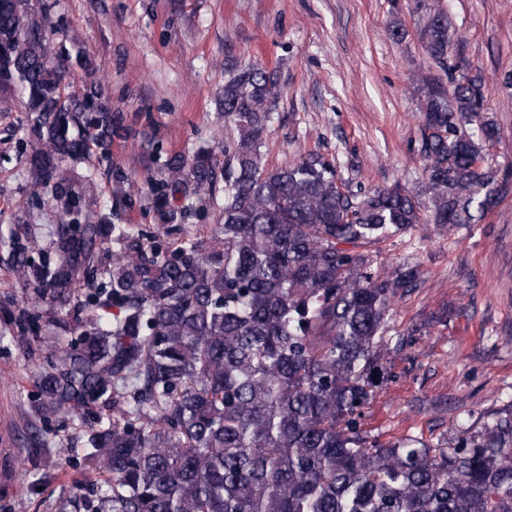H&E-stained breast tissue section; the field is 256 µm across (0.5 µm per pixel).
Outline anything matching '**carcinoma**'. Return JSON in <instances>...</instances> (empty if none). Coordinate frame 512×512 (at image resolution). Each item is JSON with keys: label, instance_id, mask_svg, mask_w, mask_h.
Returning a JSON list of instances; mask_svg holds the SVG:
<instances>
[{"label": "carcinoma", "instance_id": "obj_1", "mask_svg": "<svg viewBox=\"0 0 512 512\" xmlns=\"http://www.w3.org/2000/svg\"><path fill=\"white\" fill-rule=\"evenodd\" d=\"M53 36L29 0H0V94L24 104L30 201L48 198L60 218L52 259H33L18 225L12 270L32 293L25 316L81 336L40 371L41 411L93 414L82 452L99 478L74 500L88 512H512V405L435 444H376L362 427L403 347L387 335L391 311L421 275L371 254L418 224H474L507 191L487 163L498 131L484 87L448 64V10L431 6L421 34L452 87L422 77L417 194L367 190L313 151L270 164L280 87L229 61L224 159L175 154L149 183L170 232L185 215L170 199L222 188L219 224L165 247L118 223L133 203L122 166H109L113 204L98 211L92 177L65 168L109 157L130 129L103 83L65 80ZM80 281L95 291L79 301Z\"/></svg>", "mask_w": 512, "mask_h": 512}]
</instances>
